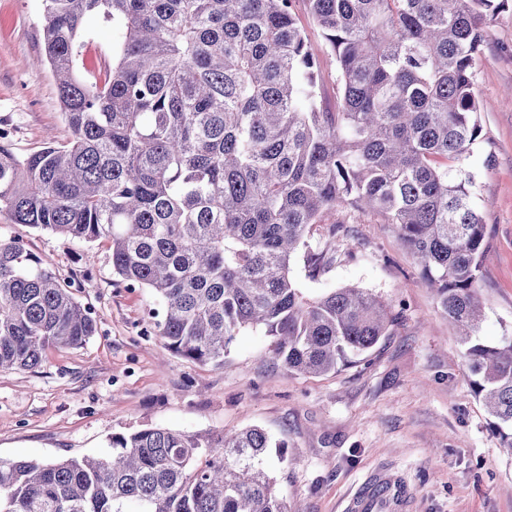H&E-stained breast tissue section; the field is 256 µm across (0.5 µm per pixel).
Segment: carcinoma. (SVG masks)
<instances>
[{
	"instance_id": "1",
	"label": "carcinoma",
	"mask_w": 512,
	"mask_h": 512,
	"mask_svg": "<svg viewBox=\"0 0 512 512\" xmlns=\"http://www.w3.org/2000/svg\"><path fill=\"white\" fill-rule=\"evenodd\" d=\"M512 0H304L336 62L341 104L319 103L320 62L293 0H45L43 54L70 132L17 156L0 133V211L15 224L108 243L112 272L160 298L172 353L224 365L261 329L287 371L326 374L396 321L362 288L305 299L291 276L328 272L306 238L346 207L396 226L462 331L476 397L512 454V336L473 337L487 236L467 160L482 127L481 23ZM122 29L112 66L77 74L81 32ZM49 264L0 238V369L35 370L49 347L96 334ZM288 440L263 428L112 435L98 457L0 460V512H289L266 466Z\"/></svg>"
}]
</instances>
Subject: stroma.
I'll return each mask as SVG.
<instances>
[{
  "label": "stroma",
  "mask_w": 512,
  "mask_h": 512,
  "mask_svg": "<svg viewBox=\"0 0 512 512\" xmlns=\"http://www.w3.org/2000/svg\"><path fill=\"white\" fill-rule=\"evenodd\" d=\"M295 13L321 61L323 103L335 108V64L303 0ZM44 24V0H0V128L21 157L69 138L53 72L32 64ZM482 35L475 65L482 140L468 164L473 203L488 227L477 334L495 341L512 336V16L487 19ZM81 39L86 55L111 65L118 29L92 18ZM0 236L21 237L47 260L98 323L85 345L47 349L39 369L0 371V459L99 455L113 434L148 427L195 433L259 425L288 441L287 464L272 458L267 465L290 512H344L381 473L403 485L406 512H512V456L472 390L460 333L396 226L381 217L345 207L324 213L308 241L335 242V264L314 280L302 258L292 264L307 299L356 286L400 315L391 336L325 375L272 363V339L258 329L238 336L223 366L184 359L154 333L157 296L124 286L107 243L37 231L4 211Z\"/></svg>",
  "instance_id": "stroma-1"
}]
</instances>
